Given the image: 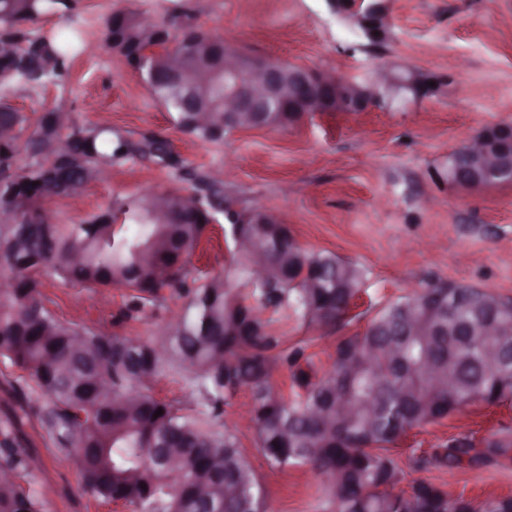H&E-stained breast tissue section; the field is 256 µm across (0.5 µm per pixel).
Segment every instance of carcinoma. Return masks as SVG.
<instances>
[{"mask_svg":"<svg viewBox=\"0 0 512 512\" xmlns=\"http://www.w3.org/2000/svg\"><path fill=\"white\" fill-rule=\"evenodd\" d=\"M73 0H0V41L14 55L0 56V79H40L63 84L70 77L74 40L33 37L27 25L41 17H65ZM105 43L120 55L138 57V74L154 99L170 114L175 129L205 143L221 144L232 134L195 125L183 111L181 93L159 65L155 48L191 56L201 46L211 57L224 54V38L185 13L152 17L119 10L106 21ZM273 130H286L301 118L270 103ZM10 141L0 142V164L11 169L18 190L9 205L21 214L37 211L53 197L73 198L96 181L91 172L122 160H146L171 169L194 184L202 203L224 215V240L231 261L223 276L187 280L185 259L200 245L208 225L182 224L172 210L162 224H142L148 191L117 199L78 223L58 220L30 224L27 242L43 264L29 271L8 266L15 284L0 288V358L27 371L46 403L39 409L53 444L64 451L98 448L81 461L84 478L102 468L112 483L96 488L110 500L121 493L130 512H268L265 494L235 429L215 427L223 406L238 392L250 394L254 445L274 468H307L320 478L329 512H422L426 503L439 512H457L462 496L441 485L415 479L407 490L392 450L407 432L435 424L474 404L512 402V308L504 335L482 336L495 293L462 284L467 303L446 313L427 305L417 292L381 307L363 333L342 337L332 368L318 374L302 345L290 346L271 329L269 311L286 309L304 325L329 328L349 315L362 292L364 269L327 251L305 249L292 231L276 224H249L247 210L224 205V190L187 167L161 135L131 141L108 126L56 125L45 112L31 122L21 112H0ZM70 146L65 177L41 178L55 162L61 143ZM252 241L269 255L270 279L251 278V254L235 249L236 237ZM79 261L69 260L72 254ZM52 269L86 288L126 290L121 316L146 315L169 288L186 298L181 313L163 327L162 339L106 336L89 329L76 352L67 350L75 324L58 320L45 306L37 278ZM319 287H306L309 275ZM277 366L291 371V397L272 383ZM169 370L186 373L197 401L191 411L157 399L153 382ZM136 393L141 408L125 406ZM347 407L343 428L321 429L315 417L330 397ZM162 415L155 416L157 410ZM21 418L0 425V467L14 479L0 482V504L20 500L27 512H42L30 459L18 436ZM220 469L214 490L202 501L196 494L198 470L213 457ZM434 460L450 470H481L512 463V435L475 442L465 437L443 443ZM235 485L224 494V480Z\"/></svg>","mask_w":512,"mask_h":512,"instance_id":"obj_1","label":"carcinoma"}]
</instances>
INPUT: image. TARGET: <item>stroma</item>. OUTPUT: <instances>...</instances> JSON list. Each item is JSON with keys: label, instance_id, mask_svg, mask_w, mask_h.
<instances>
[{"label": "stroma", "instance_id": "35a3bbf8", "mask_svg": "<svg viewBox=\"0 0 512 512\" xmlns=\"http://www.w3.org/2000/svg\"><path fill=\"white\" fill-rule=\"evenodd\" d=\"M390 7L392 38L375 49L325 0H78L70 17H46L30 27L36 37L80 32L85 49L74 58L69 81L0 80V98L32 121L57 109L134 141L164 134L189 167L223 171L225 194L242 206L276 210L308 249L363 266L364 291L349 323L317 331L286 314L275 316L274 329L289 342L306 343L323 372L332 366L339 337L363 331L383 304L425 284H471L512 297V185L462 191L448 183L450 150L489 124L512 121V0H390ZM182 8L240 51L279 63L350 77L404 59L453 73L454 80L444 95L406 112H318L288 131L252 130L204 143L175 130L138 75L103 45L113 11L157 16ZM179 185L172 172L129 160L56 210L61 220L77 222L114 199ZM228 259L224 225L214 223L186 270L192 278L211 276ZM39 280L47 308L60 321L111 335L159 340L184 303L165 289L145 317L124 321L121 290L85 288L51 271ZM41 399L26 372L0 359V421ZM249 401L239 392L222 420L237 425L270 512H320L310 473L273 468L255 448L242 421ZM506 432L512 433V403L473 405L410 431L397 455L406 479L442 484L469 499L512 496V465L451 472L430 460L448 439L466 435L479 442ZM22 443L36 463L44 512H129L85 488L77 455L56 448L36 415L23 419ZM420 456L428 459L421 470L414 466Z\"/></svg>", "mask_w": 512, "mask_h": 512}]
</instances>
